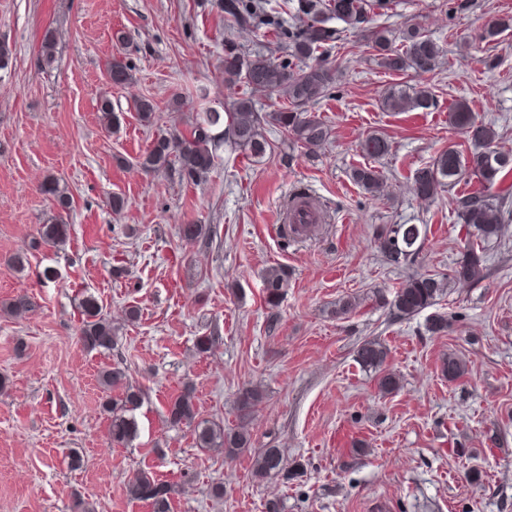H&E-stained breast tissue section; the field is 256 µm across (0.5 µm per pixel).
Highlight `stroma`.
<instances>
[{
  "instance_id": "obj_1",
  "label": "stroma",
  "mask_w": 512,
  "mask_h": 512,
  "mask_svg": "<svg viewBox=\"0 0 512 512\" xmlns=\"http://www.w3.org/2000/svg\"><path fill=\"white\" fill-rule=\"evenodd\" d=\"M467 2L459 12L455 0H396L374 15L396 35L419 25L440 45V68L423 76L385 70L335 21L347 61L313 106L329 140L308 154L271 127L264 157L222 147L207 178L187 184L140 167L158 133L187 130L196 113L242 97L263 113L285 103L225 82L224 15L210 0H0V45L11 51L0 71V303L23 292L34 302L19 319L0 313V512H77L79 499L94 512H151L127 492L143 471L179 485L172 512H265L275 497L285 512H512V220L476 247L484 278L459 283L449 273L469 240L451 198L477 179L432 200L413 191L441 152L474 150L450 119L456 102L494 122L497 149L512 151V28L480 37L490 21L512 17V0ZM48 29L57 36L49 63ZM115 57L131 67L120 86L108 75ZM404 83L427 87L431 106L384 109L386 92ZM104 96L118 117L109 128ZM143 98L156 106L150 129L136 110ZM371 134L389 141L386 156L361 152ZM361 167L380 172L382 195L353 181ZM52 175L72 196L59 247L38 240L54 211L41 191ZM300 192L331 220L282 237L283 208ZM115 195L126 201L118 212ZM185 224L208 232L186 240ZM382 224L425 227L416 262L380 252ZM276 265L288 284L273 308L263 275ZM420 274L444 279L443 291L399 316L396 292ZM86 294L112 320V350L88 351L78 338ZM438 315L448 328L434 333ZM200 336L213 337L210 352L196 351ZM367 339L387 351L381 368L356 358ZM451 355L468 368L453 382L441 373ZM110 367L142 390L137 435L125 446L111 443L102 408L99 374ZM385 373L399 381L389 394L379 388ZM250 385L263 399L244 418L238 396ZM187 386L199 418L247 429L251 451L201 450L191 427L168 423L170 401ZM263 448L302 465L298 478L254 480ZM471 468L483 470L482 483L465 480Z\"/></svg>"
}]
</instances>
